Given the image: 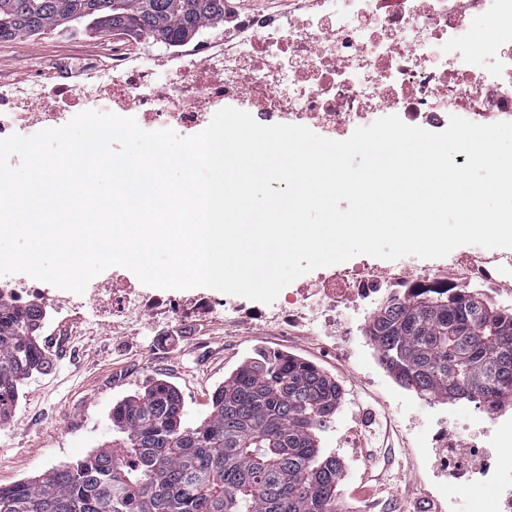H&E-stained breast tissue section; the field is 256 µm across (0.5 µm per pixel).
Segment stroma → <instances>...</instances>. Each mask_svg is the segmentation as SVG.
<instances>
[{"mask_svg":"<svg viewBox=\"0 0 512 512\" xmlns=\"http://www.w3.org/2000/svg\"><path fill=\"white\" fill-rule=\"evenodd\" d=\"M114 39L110 32L65 29L0 42V79L26 78L60 57L111 54ZM96 280L99 303L60 312L40 331L45 365L24 380L9 421L0 425V486L84 458L111 441L113 407L158 380L180 391L184 424L198 425L226 377L257 354L273 352L303 359L336 380L341 405L352 412L320 434L324 454L343 466L337 512H415L431 496L452 500L454 512L491 506L490 489L449 483L418 453L436 414L448 408L460 421L487 425L477 402L450 407L401 386L360 338L344 357L326 353L333 337L289 335L265 321L229 325L220 314L188 322L101 316L97 309L111 303L113 291L137 289L141 282L119 266Z\"/></svg>","mask_w":512,"mask_h":512,"instance_id":"1","label":"stroma"}]
</instances>
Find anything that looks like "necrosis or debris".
Masks as SVG:
<instances>
[{"label": "necrosis or debris", "instance_id": "necrosis-or-debris-1", "mask_svg": "<svg viewBox=\"0 0 512 512\" xmlns=\"http://www.w3.org/2000/svg\"><path fill=\"white\" fill-rule=\"evenodd\" d=\"M477 18L502 35L489 68L475 63ZM105 100L159 130L201 129L204 104L227 101L248 103L258 123L310 126L330 139L387 115L431 132L453 115L512 122V0H288L283 13L228 6L223 26L162 56L126 48L107 60H60L43 75L0 81V139L24 126H63L71 106L96 110ZM509 277L512 251L489 249L470 260L457 249L413 269L400 260L383 268L367 260L323 267L269 305L134 290L111 309L125 321L153 310L178 321L220 311L230 322L264 320L283 331L300 326L339 336L342 315L380 309L393 295L453 288L512 300ZM487 416L488 442L458 445L467 427L441 419L422 454L434 473L491 488L497 512H512V412L495 408Z\"/></svg>", "mask_w": 512, "mask_h": 512}]
</instances>
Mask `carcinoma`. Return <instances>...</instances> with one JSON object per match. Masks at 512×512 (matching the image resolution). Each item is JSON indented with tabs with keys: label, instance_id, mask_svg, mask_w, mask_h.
<instances>
[{
	"label": "carcinoma",
	"instance_id": "obj_1",
	"mask_svg": "<svg viewBox=\"0 0 512 512\" xmlns=\"http://www.w3.org/2000/svg\"><path fill=\"white\" fill-rule=\"evenodd\" d=\"M225 0H0V41L48 29L160 34L168 44L224 23ZM40 311L0 287V424L44 365ZM368 337L394 379L430 399L488 385L512 400V310L458 295L398 297ZM341 391L315 365L259 355L224 379L197 426L175 387L157 382L112 409V441L83 459L0 487V512H336L341 463L319 433Z\"/></svg>",
	"mask_w": 512,
	"mask_h": 512
}]
</instances>
